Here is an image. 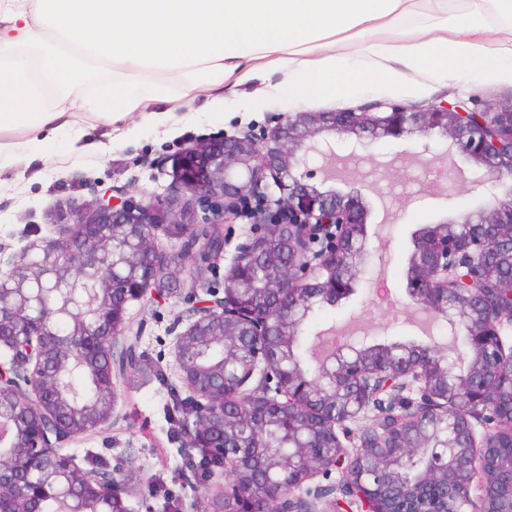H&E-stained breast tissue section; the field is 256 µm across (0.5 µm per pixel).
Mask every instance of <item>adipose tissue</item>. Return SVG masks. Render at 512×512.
<instances>
[{
	"instance_id": "1",
	"label": "adipose tissue",
	"mask_w": 512,
	"mask_h": 512,
	"mask_svg": "<svg viewBox=\"0 0 512 512\" xmlns=\"http://www.w3.org/2000/svg\"><path fill=\"white\" fill-rule=\"evenodd\" d=\"M467 4L0 0V175L47 135L79 142L85 119L161 124L182 100L245 82L307 102L374 78L451 80L477 66L512 80V0Z\"/></svg>"
}]
</instances>
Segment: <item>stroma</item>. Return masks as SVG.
Returning a JSON list of instances; mask_svg holds the SVG:
<instances>
[{
	"label": "stroma",
	"instance_id": "stroma-1",
	"mask_svg": "<svg viewBox=\"0 0 512 512\" xmlns=\"http://www.w3.org/2000/svg\"><path fill=\"white\" fill-rule=\"evenodd\" d=\"M459 96L477 103L512 100V82L475 71L453 81L427 83L419 92L394 95L380 81L336 98L293 101L287 94L261 97L253 84L225 89L223 103L185 101L179 112L163 125L131 116L119 130L90 123L80 142L57 136L28 147L14 173L0 179V244L7 253L18 252L30 241L53 235L51 216L69 200L92 199L113 187H129L136 198L165 193L173 176L171 158L185 145L204 137L234 134L239 128L263 126L274 112H337L357 108L376 99L399 98L416 109L432 102ZM421 136L368 142L363 170H375L369 183H361L352 168L337 167L334 186L339 191L360 187L369 206L366 224L368 256L355 292L336 305L324 306L320 315L306 322L301 332L304 346L327 328H351L370 344L415 341L443 346L448 329L436 322L434 331L421 332L418 308L406 293L405 272L412 253V233L417 228L489 207L498 194L487 185L471 191L455 175L463 166L455 157L447 169V195L435 194L420 179L426 159L419 156ZM388 276L394 308L374 305L371 287L379 276ZM188 303L176 298L164 304L132 302L129 315L146 323L141 349L148 364L162 368L163 379L142 372L118 388L119 419L111 429L70 444V453L88 466L131 458L137 478L131 486V512H166L162 490H169L188 512H206L205 491L185 481L186 455L181 441L172 436L165 417L166 406L178 383L171 350L177 320L185 318Z\"/></svg>",
	"mask_w": 512,
	"mask_h": 512
}]
</instances>
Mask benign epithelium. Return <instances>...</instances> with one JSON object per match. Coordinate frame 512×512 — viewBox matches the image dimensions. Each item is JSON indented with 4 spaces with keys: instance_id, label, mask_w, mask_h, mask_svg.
<instances>
[{
    "instance_id": "obj_1",
    "label": "benign epithelium",
    "mask_w": 512,
    "mask_h": 512,
    "mask_svg": "<svg viewBox=\"0 0 512 512\" xmlns=\"http://www.w3.org/2000/svg\"><path fill=\"white\" fill-rule=\"evenodd\" d=\"M437 132L474 166L476 188L501 197L460 218L419 229L406 273L407 295L463 336L459 353L413 342L344 343L312 375L283 348L298 340L314 307L347 294L366 249L368 209L356 193L312 182L311 166L335 155L328 135L366 142ZM164 195L136 201L124 188L71 200L53 216L55 235L31 241L0 269V512H130L129 461L87 467L63 452L117 420L120 382L141 372L143 325L133 301L181 294L192 313L173 358L188 403L198 408L192 446L224 459L223 491L209 512L243 500L258 485L269 512H394L406 459L429 451L420 480L462 488L465 512H499L500 448L512 443V101L479 107L456 97L420 110L373 100L348 112L269 115L267 125L209 137L172 158ZM253 227L235 246L219 289L203 278L224 260V225ZM165 235L177 248L155 245ZM38 293L56 300L35 304ZM78 371L85 396L65 376ZM374 412L359 448L348 423ZM298 427V448L265 440L277 422ZM336 485H322L335 469Z\"/></svg>"
}]
</instances>
